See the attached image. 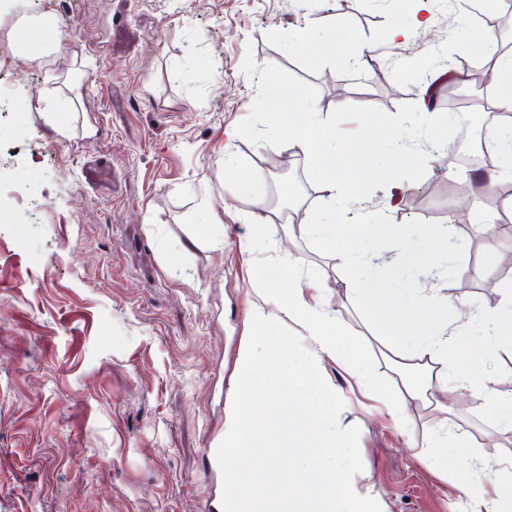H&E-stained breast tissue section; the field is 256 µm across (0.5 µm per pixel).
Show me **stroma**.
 Here are the masks:
<instances>
[{"instance_id":"stroma-1","label":"stroma","mask_w":512,"mask_h":512,"mask_svg":"<svg viewBox=\"0 0 512 512\" xmlns=\"http://www.w3.org/2000/svg\"><path fill=\"white\" fill-rule=\"evenodd\" d=\"M20 2L62 24L68 49L14 45L0 57V82L15 91L0 122V512H212L225 488L208 450L224 432L241 349L266 353L276 336L307 344L295 322L255 326L253 278L288 289L280 259L291 254L302 279L329 286L323 301L345 334L370 337L336 259L274 203L295 196L306 214L316 204L304 155L224 144L257 95L245 54L315 85L317 111L394 114L419 103L433 71L482 67L459 44L485 18L449 29L455 0H434L425 34L382 49L396 0ZM315 18L324 30H309ZM337 44L378 58L338 67ZM463 157L452 146L433 154L404 192L418 209L388 207L376 191L349 212L443 224L449 188L467 183L468 224H497ZM259 199L268 218L252 245ZM457 243L450 257L408 237L428 260L403 265L393 288L409 300L417 288L457 287L481 312L499 308L506 281L487 269L505 245L478 232ZM362 372L361 386L348 360L323 362L347 481L381 512H467L466 474L493 472L512 431L483 404L458 401L448 452L470 470L440 476L409 450L434 413L395 407L404 379L381 354Z\"/></svg>"}]
</instances>
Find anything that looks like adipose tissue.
I'll list each match as a JSON object with an SVG mask.
<instances>
[{
  "label": "adipose tissue",
  "mask_w": 512,
  "mask_h": 512,
  "mask_svg": "<svg viewBox=\"0 0 512 512\" xmlns=\"http://www.w3.org/2000/svg\"><path fill=\"white\" fill-rule=\"evenodd\" d=\"M405 2L409 18L391 24L385 33V46L403 45L424 33L430 24L429 0ZM493 41L491 33L477 28L464 48L490 59L488 80L496 92L495 106L512 112V57L494 56ZM302 231L335 253L345 270L347 298L367 317L391 353L396 371L427 370L426 388L405 385L398 406L426 401L430 390L452 389L481 395L490 407L512 410V392L490 387L485 376L488 357L512 352V286L503 305L490 316L493 339L489 348L464 356L458 338L477 319L468 302L449 305L442 296L430 293L421 295L413 305L397 297L387 279L376 280L366 288L354 275L360 258L350 243L353 235L396 242L407 234V226L373 218L354 231L347 225L316 218ZM320 292V285L302 282L284 297L270 288L255 292L251 302L255 324L275 329L294 321L303 328L312 348L302 370L293 366V353L285 342L272 348L263 362L253 346H246L240 354V381L218 441L230 484H242L248 490L243 500L228 496L232 512H286L289 504L301 500L317 503L318 512H378L373 499L344 479L336 436L325 430L323 410L305 404L293 391L294 385L305 382L323 396L334 393L321 373V363L341 353L339 320L335 311L323 304ZM418 305L435 312V319L421 324L414 311ZM469 490L470 512H512V450L507 451L505 466L497 469L491 482L473 480Z\"/></svg>",
  "instance_id": "obj_1"
}]
</instances>
